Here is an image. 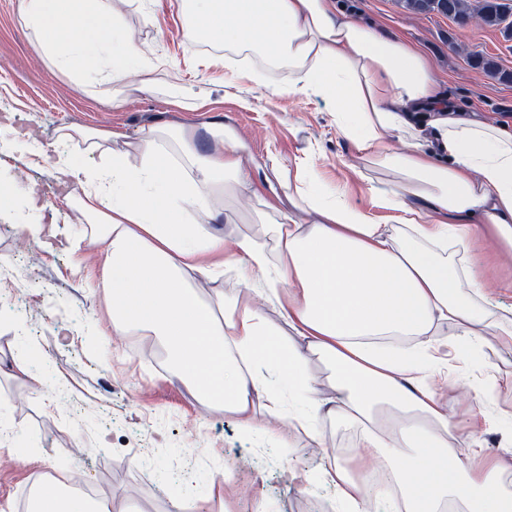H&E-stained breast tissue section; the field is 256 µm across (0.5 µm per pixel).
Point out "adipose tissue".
Segmentation results:
<instances>
[{
    "mask_svg": "<svg viewBox=\"0 0 512 512\" xmlns=\"http://www.w3.org/2000/svg\"><path fill=\"white\" fill-rule=\"evenodd\" d=\"M191 27L240 61L288 65L292 93L329 101L336 126L361 158L402 173L400 188H375L383 207L399 214L403 236L350 205L341 190L323 189L309 172L274 162L288 200L270 220L274 248L243 236L226 251L215 229L214 199L251 192L253 177L224 127L209 131L213 148L199 152L181 136L177 153L151 126L134 141L121 132L72 125L64 140H81L98 166L61 160L60 176L79 186L77 210L95 231L98 252L90 298L112 306V332L136 330L169 351L171 382L223 404L250 435L276 438L257 410L288 417L309 436L327 419L359 428L358 453L383 459L390 479L379 497L393 512H512V492L494 459L480 468L459 464L452 446L459 425L427 382L434 323L454 327L458 341L512 339L489 316L458 297L480 288L476 272L452 240L488 231L512 262V129L458 117L430 61L411 43L357 24L339 0H180ZM36 48L59 71L93 84L120 83L134 63L143 85L153 67L123 25L113 0H17ZM121 42L123 61L101 70L97 60ZM425 115L435 147L424 146L411 114ZM410 148L392 152L391 137ZM234 272L236 287L206 286ZM277 303L294 337L281 343L246 289ZM381 336H413L411 348H379ZM316 353L336 376L323 395L307 371ZM297 400L286 407L277 377ZM347 512H370L365 475L332 461L325 471ZM32 512H108L104 504L39 485Z\"/></svg>",
    "mask_w": 512,
    "mask_h": 512,
    "instance_id": "obj_1",
    "label": "adipose tissue"
}]
</instances>
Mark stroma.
I'll list each match as a JSON object with an SVG mask.
<instances>
[{
    "label": "stroma",
    "instance_id": "obj_1",
    "mask_svg": "<svg viewBox=\"0 0 512 512\" xmlns=\"http://www.w3.org/2000/svg\"><path fill=\"white\" fill-rule=\"evenodd\" d=\"M350 2L357 23L417 45L466 117L512 127V81L473 64L490 54L512 71V41L476 20L461 28L441 15L409 13L396 0ZM123 16L154 48L150 88L133 68L121 84L95 87L53 68L18 20L16 0H0V290L10 295L0 302V512H18L26 489L66 483L77 435L90 448L81 477L99 486L111 512H171L173 501L187 496L209 500L213 512H343L321 473L335 453L356 466L355 427L321 421L317 443L288 420L266 416L263 424L276 428L278 439L245 435L223 407L169 381L161 343L111 335L108 303L88 296L97 254L86 245L90 225L73 210L80 190L56 171L70 155H83L92 167L100 157L59 139L58 129L114 130L132 139L142 126L171 124L195 132L205 151L212 146L205 125L222 121L255 181L254 194L216 203L230 251L240 236L264 234L258 218L267 211L264 176L273 160L306 165L322 187L343 190L381 224L395 223L396 214L378 206L369 187L398 176L366 165L327 104L289 94L287 68L261 66L260 84L231 77L224 49L190 34L191 17L176 0H136ZM189 102L195 110H186ZM19 224H55L61 234L35 249L17 235ZM468 258L482 293H464L465 303L492 314L512 310V268L489 238L470 240ZM16 361L27 364L29 379L13 377ZM430 377L463 426L456 446L464 465L512 458V343L471 342ZM479 388L492 392L494 404L475 443L464 426ZM287 460L297 479L285 477ZM222 468L233 473L226 487L211 480ZM305 473L317 475L314 487L300 482Z\"/></svg>",
    "mask_w": 512,
    "mask_h": 512
}]
</instances>
